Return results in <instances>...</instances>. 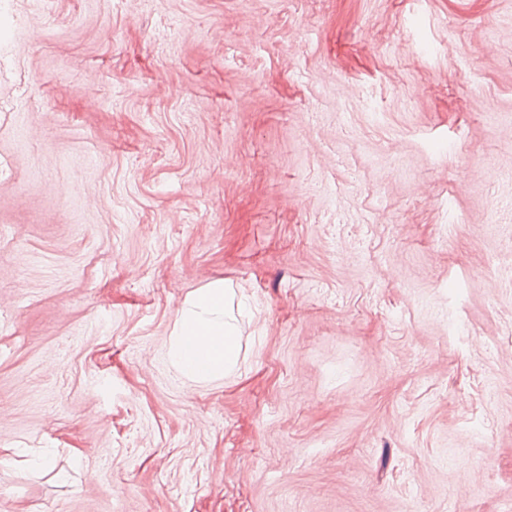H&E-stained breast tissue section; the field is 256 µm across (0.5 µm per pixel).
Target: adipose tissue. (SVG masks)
I'll return each mask as SVG.
<instances>
[{"label": "adipose tissue", "instance_id": "ef3b65f1", "mask_svg": "<svg viewBox=\"0 0 512 512\" xmlns=\"http://www.w3.org/2000/svg\"><path fill=\"white\" fill-rule=\"evenodd\" d=\"M227 290L212 283L189 297L180 312L170 347V358L183 374L194 380H211L233 371L240 352V338L227 319ZM206 351L204 366H195L189 343Z\"/></svg>", "mask_w": 512, "mask_h": 512}]
</instances>
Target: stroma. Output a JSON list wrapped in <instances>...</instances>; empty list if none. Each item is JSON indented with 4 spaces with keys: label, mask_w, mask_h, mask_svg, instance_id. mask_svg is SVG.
<instances>
[{
    "label": "stroma",
    "mask_w": 512,
    "mask_h": 512,
    "mask_svg": "<svg viewBox=\"0 0 512 512\" xmlns=\"http://www.w3.org/2000/svg\"><path fill=\"white\" fill-rule=\"evenodd\" d=\"M0 512H512V0H0ZM227 289L223 283H212L189 297L180 312L170 347V358L183 374L193 380H211L233 371L240 352V337L235 326L225 318ZM201 344L206 363L195 366L188 343Z\"/></svg>",
    "instance_id": "1"
}]
</instances>
